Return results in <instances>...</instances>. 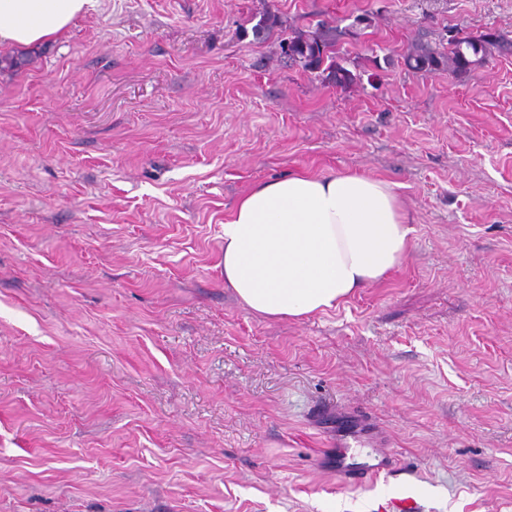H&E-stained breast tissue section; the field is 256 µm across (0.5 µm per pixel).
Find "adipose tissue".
Masks as SVG:
<instances>
[{"label": "adipose tissue", "mask_w": 512, "mask_h": 512, "mask_svg": "<svg viewBox=\"0 0 512 512\" xmlns=\"http://www.w3.org/2000/svg\"><path fill=\"white\" fill-rule=\"evenodd\" d=\"M92 0H0V46L54 41ZM414 228L391 186L356 174H293L253 187L224 223V284L250 312L301 320L383 282Z\"/></svg>", "instance_id": "ef3b65f1"}]
</instances>
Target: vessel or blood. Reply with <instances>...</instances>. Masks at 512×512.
Wrapping results in <instances>:
<instances>
[{
    "label": "vessel or blood",
    "mask_w": 512,
    "mask_h": 512,
    "mask_svg": "<svg viewBox=\"0 0 512 512\" xmlns=\"http://www.w3.org/2000/svg\"><path fill=\"white\" fill-rule=\"evenodd\" d=\"M332 461L344 484L361 486L373 478L390 473L396 462L385 448V440L372 423L362 418L337 414L327 432ZM364 448L365 456H355V448Z\"/></svg>",
    "instance_id": "vessel-or-blood-1"
}]
</instances>
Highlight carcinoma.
<instances>
[{"label":"carcinoma","instance_id":"obj_1","mask_svg":"<svg viewBox=\"0 0 512 512\" xmlns=\"http://www.w3.org/2000/svg\"><path fill=\"white\" fill-rule=\"evenodd\" d=\"M282 33L278 47L288 67L313 74L336 87L353 85L359 75L344 65L338 55L340 41L351 35L347 29L331 25L324 20L308 29L283 36L287 27L281 16L270 10L259 12V19L252 27L253 36L262 39L271 32ZM512 51V40L497 33L478 35L455 34L447 41L419 42L403 57L404 65L414 72L448 70L464 76L483 67L493 53Z\"/></svg>","mask_w":512,"mask_h":512}]
</instances>
